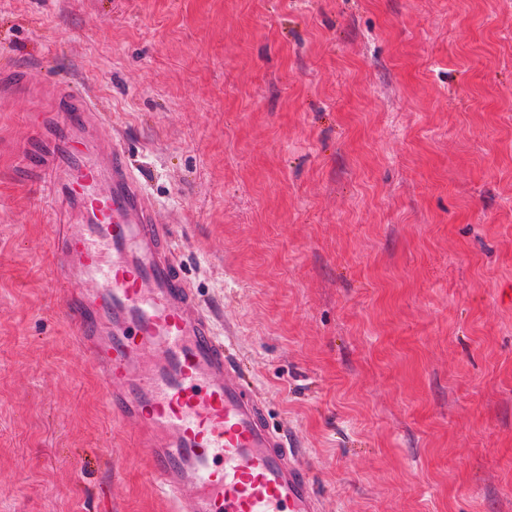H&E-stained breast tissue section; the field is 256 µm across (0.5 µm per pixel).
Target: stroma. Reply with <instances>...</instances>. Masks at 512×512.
Segmentation results:
<instances>
[{
    "instance_id": "stroma-1",
    "label": "stroma",
    "mask_w": 512,
    "mask_h": 512,
    "mask_svg": "<svg viewBox=\"0 0 512 512\" xmlns=\"http://www.w3.org/2000/svg\"><path fill=\"white\" fill-rule=\"evenodd\" d=\"M87 84L320 512H512V0H0ZM0 93V512H170Z\"/></svg>"
}]
</instances>
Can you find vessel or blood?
<instances>
[{
	"label": "vessel or blood",
	"instance_id": "vessel-or-blood-1",
	"mask_svg": "<svg viewBox=\"0 0 512 512\" xmlns=\"http://www.w3.org/2000/svg\"><path fill=\"white\" fill-rule=\"evenodd\" d=\"M20 90L50 98L21 163L60 215L58 279L77 286L65 305L109 385L113 414L136 421L173 512H318L296 449L239 378L190 287L171 228L157 223L120 144L99 137L104 113L72 79ZM83 281L93 290H79Z\"/></svg>",
	"mask_w": 512,
	"mask_h": 512
}]
</instances>
